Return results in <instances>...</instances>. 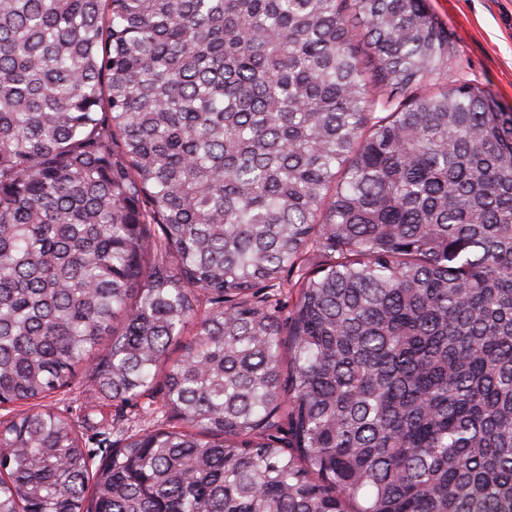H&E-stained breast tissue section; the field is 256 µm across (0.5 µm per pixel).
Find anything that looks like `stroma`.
Returning a JSON list of instances; mask_svg holds the SVG:
<instances>
[{
    "label": "stroma",
    "instance_id": "stroma-1",
    "mask_svg": "<svg viewBox=\"0 0 512 512\" xmlns=\"http://www.w3.org/2000/svg\"><path fill=\"white\" fill-rule=\"evenodd\" d=\"M425 6L448 32L449 79L484 88L512 109V0H425ZM48 403L68 416L98 453L119 447L124 433L151 428L154 420L141 403L92 404L78 386L53 394Z\"/></svg>",
    "mask_w": 512,
    "mask_h": 512
}]
</instances>
